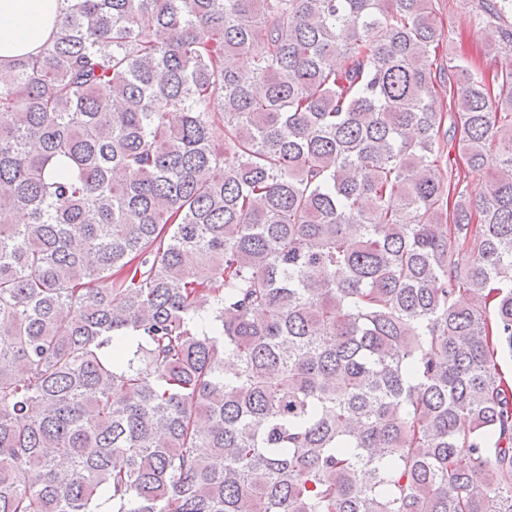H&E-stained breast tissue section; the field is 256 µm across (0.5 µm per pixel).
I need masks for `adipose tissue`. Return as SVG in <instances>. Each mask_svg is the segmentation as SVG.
<instances>
[{"instance_id": "adipose-tissue-1", "label": "adipose tissue", "mask_w": 512, "mask_h": 512, "mask_svg": "<svg viewBox=\"0 0 512 512\" xmlns=\"http://www.w3.org/2000/svg\"><path fill=\"white\" fill-rule=\"evenodd\" d=\"M58 24L57 0H0V64L38 54Z\"/></svg>"}]
</instances>
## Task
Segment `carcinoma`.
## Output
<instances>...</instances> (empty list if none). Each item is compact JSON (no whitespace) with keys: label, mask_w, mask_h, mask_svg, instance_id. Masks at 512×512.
Segmentation results:
<instances>
[{"label":"carcinoma","mask_w":512,"mask_h":512,"mask_svg":"<svg viewBox=\"0 0 512 512\" xmlns=\"http://www.w3.org/2000/svg\"><path fill=\"white\" fill-rule=\"evenodd\" d=\"M57 2L0 66V512H512V66L438 0ZM440 5L439 20L442 21L445 31H452L455 38V51L464 59L475 62L489 78H491L502 65L509 64L512 55L503 51L494 57L486 54L487 31L482 24L474 18L465 0H438Z\"/></svg>","instance_id":"obj_1"}]
</instances>
